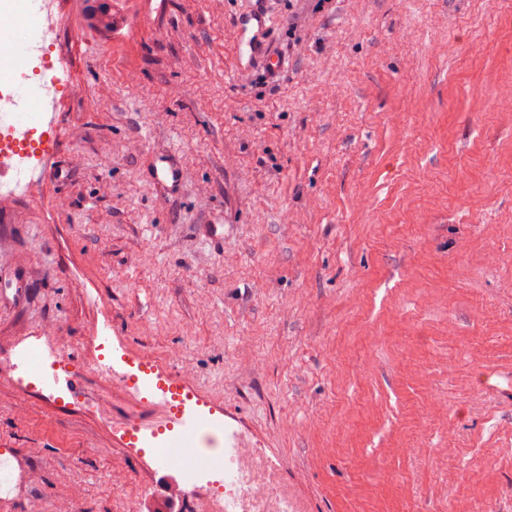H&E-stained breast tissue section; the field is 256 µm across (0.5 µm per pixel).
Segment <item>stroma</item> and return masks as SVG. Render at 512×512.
<instances>
[{
	"mask_svg": "<svg viewBox=\"0 0 512 512\" xmlns=\"http://www.w3.org/2000/svg\"><path fill=\"white\" fill-rule=\"evenodd\" d=\"M84 4L59 0L77 92L34 197L0 195V512L154 493L124 431L160 406L12 380L51 323L64 357L99 323L113 358L191 369L306 512H512V0H272L286 68L246 79L247 0H112L108 34Z\"/></svg>",
	"mask_w": 512,
	"mask_h": 512,
	"instance_id": "obj_1",
	"label": "stroma"
}]
</instances>
